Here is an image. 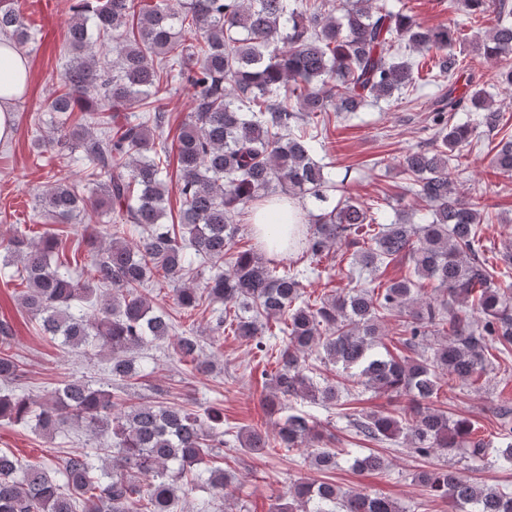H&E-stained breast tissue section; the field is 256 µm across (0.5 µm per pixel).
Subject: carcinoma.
<instances>
[{
    "instance_id": "1",
    "label": "carcinoma",
    "mask_w": 512,
    "mask_h": 512,
    "mask_svg": "<svg viewBox=\"0 0 512 512\" xmlns=\"http://www.w3.org/2000/svg\"><path fill=\"white\" fill-rule=\"evenodd\" d=\"M496 24L484 53L512 54V0H495ZM64 34L69 65L48 103L59 124L47 143L60 169L80 165L96 192L58 179L42 193L45 220L67 224L89 208L106 218L85 239L89 272L74 276L59 260V234L21 232L0 242V270L18 261L26 288L19 302L40 329L62 345L110 356L111 388L71 378L35 404L23 395L0 396V418L36 419L45 437L69 420L85 423L102 441L108 467L75 450L61 463L65 484L45 464L22 463L0 450V512H183L185 488L209 472L213 488L228 494L219 415L200 414L176 401L129 403L126 388L138 377L134 353L169 339L173 324L140 290L157 275L168 283L197 278L176 289L178 306L195 310L221 301L224 311L211 331L254 342L266 357L271 323L285 344L277 349L266 404L271 410L299 396L321 405L340 399L337 386L306 374V356L349 373L345 393L366 390L410 397V413L357 414L351 421L368 442L403 436L417 454L462 450L473 460L512 467V427L497 447L474 437L466 420L453 421L435 407L440 380L448 375L477 382L489 350L512 349V296L496 281L500 272L478 252L479 224L491 206L456 197L460 148L481 127L501 131V112L489 93L461 85L463 60L448 50L446 27H425L395 0H78ZM0 35L17 44L31 38L18 0H0ZM408 49L432 54L427 77L405 57ZM184 81L194 89L192 108L177 135L178 222L167 223L168 172L158 141L169 115L158 87ZM430 85L438 92L429 124L438 145L409 152L401 164L406 191L419 203V218L386 222L383 205L336 199L347 176L325 170L314 144L332 120L347 119L367 105L410 99ZM470 112L473 122L448 124V113ZM492 163L512 173V136ZM289 201L299 213V243L319 262L343 241L361 243L347 268L351 284L311 304L303 298L300 272L288 258H266L237 249L236 217L265 203ZM356 238H350V235ZM405 257L409 273L386 287L362 284L385 261ZM212 264L206 278L200 266ZM433 282L439 294L426 299ZM401 322L403 344L414 353L397 359L381 353L383 319ZM12 328L0 322V380L22 377L8 352ZM173 352L196 372L211 370L195 336H178ZM243 448L277 452L314 445L310 463L327 474L296 483L272 512H405L393 499L342 490L328 473L338 452L326 446L310 414L296 409L276 435L252 427ZM358 470H382L376 453L355 457ZM417 481L448 502L449 512H512V492L464 477L453 467L420 471Z\"/></svg>"
}]
</instances>
